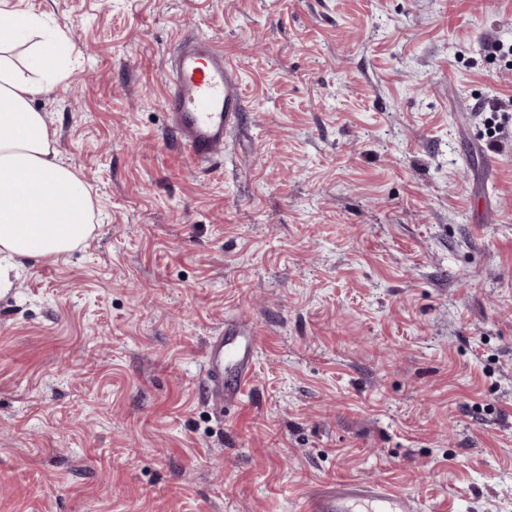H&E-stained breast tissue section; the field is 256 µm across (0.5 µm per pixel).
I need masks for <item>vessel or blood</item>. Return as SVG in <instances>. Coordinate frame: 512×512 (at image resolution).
I'll use <instances>...</instances> for the list:
<instances>
[{
	"mask_svg": "<svg viewBox=\"0 0 512 512\" xmlns=\"http://www.w3.org/2000/svg\"><path fill=\"white\" fill-rule=\"evenodd\" d=\"M169 125L188 156L207 163L224 150L227 132L244 112L232 64L208 38L184 39L166 77ZM257 336L251 325L228 324L209 342L205 388L219 406L241 402L254 371ZM302 512H416L413 499L378 483L329 481L310 490Z\"/></svg>",
	"mask_w": 512,
	"mask_h": 512,
	"instance_id": "vessel-or-blood-1",
	"label": "vessel or blood"
}]
</instances>
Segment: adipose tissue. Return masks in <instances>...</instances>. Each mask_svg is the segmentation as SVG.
<instances>
[{
	"instance_id": "1",
	"label": "adipose tissue",
	"mask_w": 512,
	"mask_h": 512,
	"mask_svg": "<svg viewBox=\"0 0 512 512\" xmlns=\"http://www.w3.org/2000/svg\"><path fill=\"white\" fill-rule=\"evenodd\" d=\"M18 32L0 28V287L9 282L12 257L58 259L91 234L92 198L81 179L58 158L36 97L65 78L47 68L49 45L36 46L18 65Z\"/></svg>"
}]
</instances>
